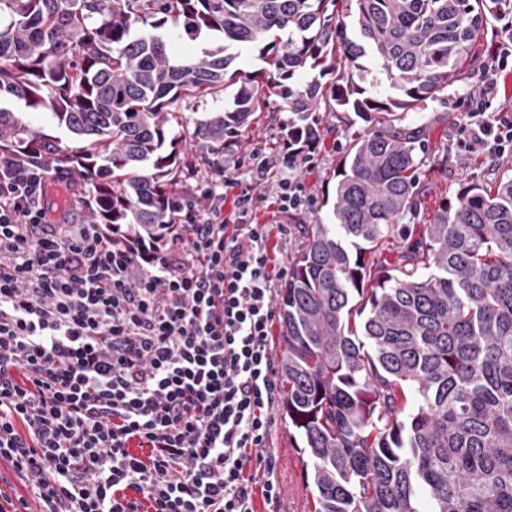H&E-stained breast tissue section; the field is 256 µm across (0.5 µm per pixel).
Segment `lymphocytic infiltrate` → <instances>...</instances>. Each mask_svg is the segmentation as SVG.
<instances>
[{
  "label": "lymphocytic infiltrate",
  "mask_w": 512,
  "mask_h": 512,
  "mask_svg": "<svg viewBox=\"0 0 512 512\" xmlns=\"http://www.w3.org/2000/svg\"><path fill=\"white\" fill-rule=\"evenodd\" d=\"M463 142L512 154V115ZM225 181L166 243L52 221L45 173L0 155V512H278L266 441L277 314L266 225L304 204L287 147L274 195ZM233 210H225V203Z\"/></svg>",
  "instance_id": "lymphocytic-infiltrate-1"
}]
</instances>
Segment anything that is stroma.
<instances>
[{"mask_svg":"<svg viewBox=\"0 0 512 512\" xmlns=\"http://www.w3.org/2000/svg\"><path fill=\"white\" fill-rule=\"evenodd\" d=\"M491 59L487 50H480L472 62V75L464 82L449 86L440 97L419 103L409 110L404 126L420 128L423 166L416 184L417 210L406 217L407 223L425 224L431 219L440 201L452 197L464 184L488 186L502 174H512V155L489 156L483 146L467 149L461 147L460 130L472 123L470 99L479 93ZM212 98H193L181 106L180 125L175 134L179 140L177 149L181 156L192 160L193 168L183 181V196L197 209L209 208L211 201L204 191L211 188L223 192L225 180L246 182L253 174L248 163L254 150L274 159L281 152V129L290 117L289 112L278 104L255 113L249 128L244 129L239 141L224 157L223 173H215L201 151L192 147L191 134L195 123L203 113L216 108ZM320 118V141L315 149L312 167H301L296 175L305 186L308 203L286 219L273 216L272 212L259 213V223L271 225L269 247L277 258L279 268H287L289 258L301 249L304 237L301 225L328 221L329 207L324 199L333 192L336 172L350 143L369 131L370 126L353 112L335 117L323 112ZM274 424L268 440V452L276 460V476L281 488V512H307L309 491L305 487L304 474L308 457L294 448L288 437V420L280 408H273Z\"/></svg>","mask_w":512,"mask_h":512,"instance_id":"35a3bbf8","label":"stroma"}]
</instances>
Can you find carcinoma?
I'll use <instances>...</instances> for the list:
<instances>
[{"label": "carcinoma", "instance_id": "carcinoma-1", "mask_svg": "<svg viewBox=\"0 0 512 512\" xmlns=\"http://www.w3.org/2000/svg\"><path fill=\"white\" fill-rule=\"evenodd\" d=\"M508 11L512 0H0V154L63 170L98 223L141 242L175 223L181 99L238 86L196 122L214 154L273 96L296 147L315 146L319 112L378 126L347 149L332 223L304 225L279 293L281 409L309 455L308 512H512V176L402 223L420 160L399 116L466 79L489 19ZM181 32L210 46L177 58ZM248 45L265 66L231 69ZM367 58L396 96L353 82ZM21 108L51 111L78 147ZM22 112H24L23 117L25 122L46 135L57 138L56 140L59 141L57 143L61 148L66 149L67 147H75L78 145L70 134L57 127L49 111L23 110Z\"/></svg>", "mask_w": 512, "mask_h": 512}]
</instances>
